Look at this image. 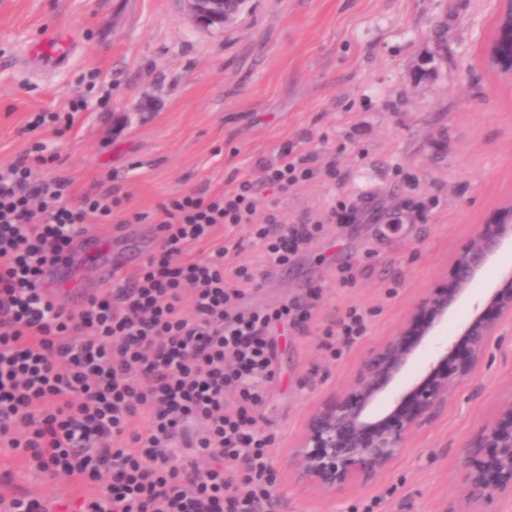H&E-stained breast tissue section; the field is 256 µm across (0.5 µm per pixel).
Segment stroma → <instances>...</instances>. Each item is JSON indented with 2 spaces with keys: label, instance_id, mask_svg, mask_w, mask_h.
I'll use <instances>...</instances> for the list:
<instances>
[{
  "label": "stroma",
  "instance_id": "35a3bbf8",
  "mask_svg": "<svg viewBox=\"0 0 512 512\" xmlns=\"http://www.w3.org/2000/svg\"><path fill=\"white\" fill-rule=\"evenodd\" d=\"M497 0H247L224 29L194 24L182 0H0V166L30 143L36 113H74L70 130L40 135L53 163L36 178L118 190L140 221L87 232L107 248L76 250L72 274L98 285L102 265L134 275L157 245V207L189 190H229L293 144L335 161L300 188L261 191L262 208L293 224L336 197L359 219L335 224L247 292L243 305L273 309L309 301L300 328L276 322L272 376L258 427L272 436L271 503L264 512H461L458 464L479 428L512 390V322L494 336L471 378L409 438L377 479L326 497L292 476V451L309 413L340 395L363 357L441 284L477 225L512 193V86L485 61ZM71 33L69 62L32 77L25 49L46 30ZM435 206L421 217L415 201ZM512 264L486 269L449 314L442 336L460 339L472 305ZM368 312L364 336L339 332L349 307ZM23 459L0 495L69 500L64 478L24 474Z\"/></svg>",
  "mask_w": 512,
  "mask_h": 512
}]
</instances>
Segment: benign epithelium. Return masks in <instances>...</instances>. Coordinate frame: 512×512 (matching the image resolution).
<instances>
[{
    "label": "benign epithelium",
    "mask_w": 512,
    "mask_h": 512,
    "mask_svg": "<svg viewBox=\"0 0 512 512\" xmlns=\"http://www.w3.org/2000/svg\"><path fill=\"white\" fill-rule=\"evenodd\" d=\"M193 22L224 27L241 13V0H182ZM512 245V198L501 202L494 217L478 226L469 244L445 273L446 283L427 292L410 317L380 347L365 356L344 392L318 406L308 417L293 453L296 478L334 495L352 483L383 474L405 448L410 435L448 402L449 391L463 383L480 362L500 327L512 319V267L474 305L463 325L466 350L458 355L451 341L436 338L437 327L464 298L470 284ZM427 356L421 374L400 388L413 361ZM389 395L386 412L376 410ZM471 452L461 461L466 508L512 499V391L499 404V417L484 423Z\"/></svg>",
    "instance_id": "1"
}]
</instances>
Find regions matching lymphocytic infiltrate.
Returning a JSON list of instances; mask_svg holds the SVG:
<instances>
[{"label": "lymphocytic infiltrate", "instance_id": "1", "mask_svg": "<svg viewBox=\"0 0 512 512\" xmlns=\"http://www.w3.org/2000/svg\"><path fill=\"white\" fill-rule=\"evenodd\" d=\"M312 152L284 148L261 175L229 191H190L163 202L160 240L139 273L69 307L43 281L67 263L88 225L132 223L116 192L36 180L42 143L0 167V448L27 468L78 481V512H261L271 499V437L256 414L271 376L272 323L300 324L311 307L241 304L267 270L289 265L301 244L356 210L338 201L317 219L255 216L262 187L288 193L320 173ZM253 225L250 244L214 242L218 227ZM205 243V256L184 250ZM236 287H227V279Z\"/></svg>", "mask_w": 512, "mask_h": 512}]
</instances>
